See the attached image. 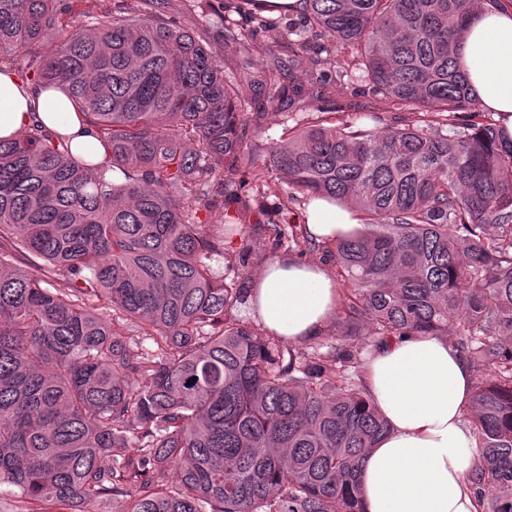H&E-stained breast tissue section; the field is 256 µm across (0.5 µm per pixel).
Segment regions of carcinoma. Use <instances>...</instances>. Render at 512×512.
Returning <instances> with one entry per match:
<instances>
[{
    "label": "carcinoma",
    "mask_w": 512,
    "mask_h": 512,
    "mask_svg": "<svg viewBox=\"0 0 512 512\" xmlns=\"http://www.w3.org/2000/svg\"><path fill=\"white\" fill-rule=\"evenodd\" d=\"M80 2L0 0V56L63 88L108 156L77 159L39 124L0 139V487L31 512H363L359 461L388 423L347 338L451 328L475 372L469 481L483 512H512V143L490 113L459 116L474 99L455 61L478 0H303L300 27L224 0L232 73L167 0L100 17ZM233 14L271 32L283 66H250ZM338 50L341 76L417 119L286 125L265 165L288 178L283 209L337 200L363 229L329 243L261 224L217 276L198 211L242 199L249 126L336 98L319 67ZM285 243L333 260L341 290L344 331L307 353L233 315L250 263Z\"/></svg>",
    "instance_id": "carcinoma-1"
}]
</instances>
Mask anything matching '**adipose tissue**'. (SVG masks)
I'll return each instance as SVG.
<instances>
[{
    "instance_id": "obj_1",
    "label": "adipose tissue",
    "mask_w": 512,
    "mask_h": 512,
    "mask_svg": "<svg viewBox=\"0 0 512 512\" xmlns=\"http://www.w3.org/2000/svg\"><path fill=\"white\" fill-rule=\"evenodd\" d=\"M456 62L482 111L512 140V0H481L456 49ZM65 137L72 154L99 164L106 150L59 89L21 82L0 67V137L32 123ZM316 240L355 233L351 210L312 199L301 213ZM250 314L291 344L321 336L336 315L340 291L326 266L286 256L268 260L250 283ZM363 374L367 398L388 432L363 456L364 512H482L468 480L478 441L468 420L474 372L447 337L416 334L378 343Z\"/></svg>"
}]
</instances>
